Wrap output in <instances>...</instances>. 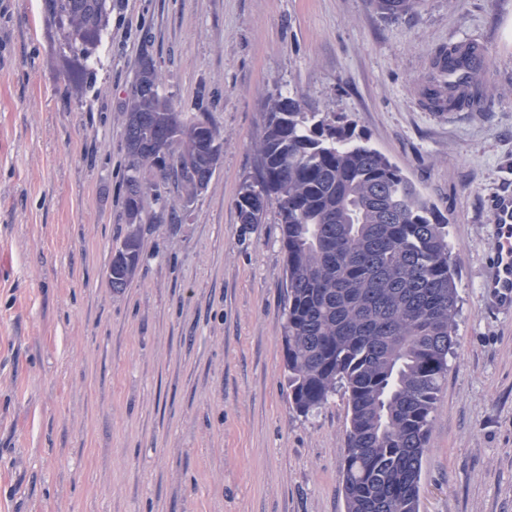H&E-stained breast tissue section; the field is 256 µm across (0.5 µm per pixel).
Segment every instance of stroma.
<instances>
[{"instance_id": "35a3bbf8", "label": "stroma", "mask_w": 512, "mask_h": 512, "mask_svg": "<svg viewBox=\"0 0 512 512\" xmlns=\"http://www.w3.org/2000/svg\"><path fill=\"white\" fill-rule=\"evenodd\" d=\"M471 37L488 112H438L432 54ZM222 137L191 205L144 201L142 260L108 283L129 230L123 106L143 53ZM346 114L448 220L459 313L419 512H512V314L480 289L512 193V0H107L88 68L45 0H0V512H345L347 401L303 415L282 366L275 212L239 224L271 93ZM372 2L383 17L397 19L418 13L424 0H372Z\"/></svg>"}]
</instances>
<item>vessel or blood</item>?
Returning <instances> with one entry per match:
<instances>
[{
    "mask_svg": "<svg viewBox=\"0 0 512 512\" xmlns=\"http://www.w3.org/2000/svg\"><path fill=\"white\" fill-rule=\"evenodd\" d=\"M496 245L482 279L485 296L501 312L512 311V194L493 198Z\"/></svg>",
    "mask_w": 512,
    "mask_h": 512,
    "instance_id": "1",
    "label": "vessel or blood"
}]
</instances>
